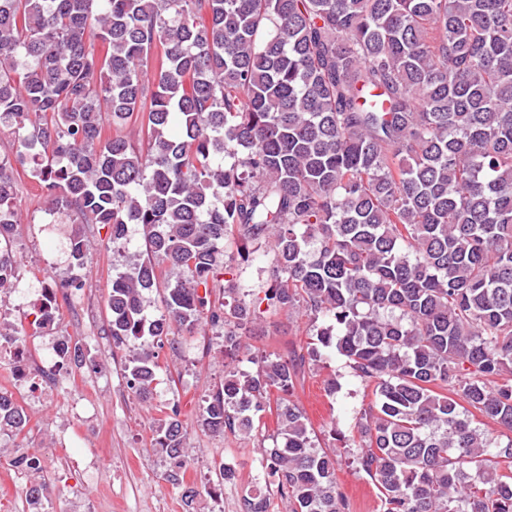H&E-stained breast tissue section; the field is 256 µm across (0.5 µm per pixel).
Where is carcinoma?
Segmentation results:
<instances>
[{
    "mask_svg": "<svg viewBox=\"0 0 512 512\" xmlns=\"http://www.w3.org/2000/svg\"><path fill=\"white\" fill-rule=\"evenodd\" d=\"M0 126L17 143L0 156V291L17 165L57 224L107 225L117 247L142 226L107 306L113 347L141 340L125 371L146 402L159 343L209 326L239 357L251 302L212 288L229 240L271 254L267 310L304 308L316 341L227 371L199 422L247 434L276 404L261 467L288 512L346 509L292 400L332 353L372 388L350 441L378 512H512V0H0ZM67 259L87 270L77 232ZM13 406L0 395V429L21 433ZM159 430L178 485L177 408Z\"/></svg>",
    "mask_w": 512,
    "mask_h": 512,
    "instance_id": "carcinoma-1",
    "label": "carcinoma"
}]
</instances>
